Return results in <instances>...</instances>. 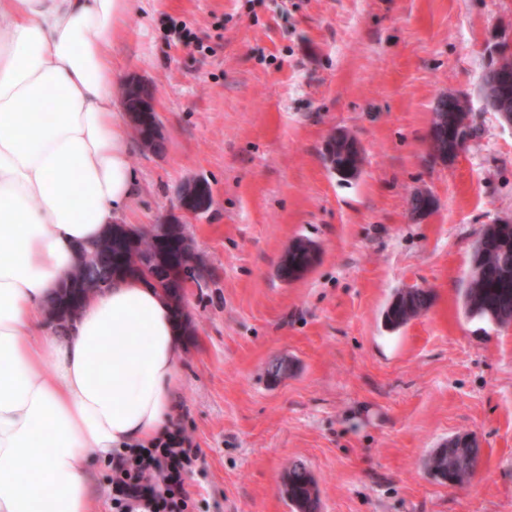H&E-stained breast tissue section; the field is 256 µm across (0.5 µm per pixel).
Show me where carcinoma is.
I'll use <instances>...</instances> for the list:
<instances>
[{
  "label": "carcinoma",
  "instance_id": "carcinoma-1",
  "mask_svg": "<svg viewBox=\"0 0 512 512\" xmlns=\"http://www.w3.org/2000/svg\"><path fill=\"white\" fill-rule=\"evenodd\" d=\"M154 114L142 113L138 123L132 126L135 137L154 151L164 149L163 142L150 140ZM346 173L348 177L359 174V152L354 144L342 141L332 147L331 156L323 157ZM431 212V201L416 194L409 201V215L415 220ZM120 225L114 224L94 247L80 257L70 275L71 287L61 289L52 301L51 323L63 327L71 315L94 292L112 284V278L119 275L121 267H132L148 254H154V238L143 231L129 245L119 235ZM177 236L185 250L184 268L186 275L194 276L196 255L184 232V225H178ZM312 242L305 239L295 241L294 248L283 256L280 265V278L292 281L305 274L315 263L311 253ZM472 259L488 268V275L480 281L472 277L463 290L465 314L472 319L486 320L496 324L512 323V234L506 236L501 245L489 248L484 235H479L473 245ZM431 291L425 288H409L396 294L384 312L387 328L398 329L419 316L431 306ZM291 364L285 358H276L269 363L267 375L279 382L288 377ZM482 457L479 443L460 448L448 439L439 450H432L424 461L427 473L435 481L455 486H463L475 475ZM283 492L291 503L294 512H319L320 503L317 482L301 461H294L282 477Z\"/></svg>",
  "mask_w": 512,
  "mask_h": 512
}]
</instances>
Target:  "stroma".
Listing matches in <instances>:
<instances>
[{
    "label": "stroma",
    "mask_w": 512,
    "mask_h": 512,
    "mask_svg": "<svg viewBox=\"0 0 512 512\" xmlns=\"http://www.w3.org/2000/svg\"><path fill=\"white\" fill-rule=\"evenodd\" d=\"M512 30V0H138L112 45L155 92L167 149L130 143L141 190L126 223L179 208L203 263L183 297L179 420L202 456L194 512H292L281 477L315 476L320 512H512V323L468 318L474 241L512 219V128L482 109L484 48ZM466 94L475 131L448 165L427 157L435 98ZM362 148L358 178L325 165L329 134ZM436 199L423 219L411 193ZM313 267L285 282L297 239ZM432 304L396 331L405 288ZM285 357L288 378L268 362ZM475 435L468 484L433 480L426 456Z\"/></svg>",
    "instance_id": "obj_1"
}]
</instances>
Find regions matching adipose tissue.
Segmentation results:
<instances>
[{
    "label": "adipose tissue",
    "mask_w": 512,
    "mask_h": 512,
    "mask_svg": "<svg viewBox=\"0 0 512 512\" xmlns=\"http://www.w3.org/2000/svg\"><path fill=\"white\" fill-rule=\"evenodd\" d=\"M134 0H0V512H95L92 460L171 426L182 328L116 279L65 332L49 302L139 192L112 44Z\"/></svg>",
    "instance_id": "adipose-tissue-1"
}]
</instances>
